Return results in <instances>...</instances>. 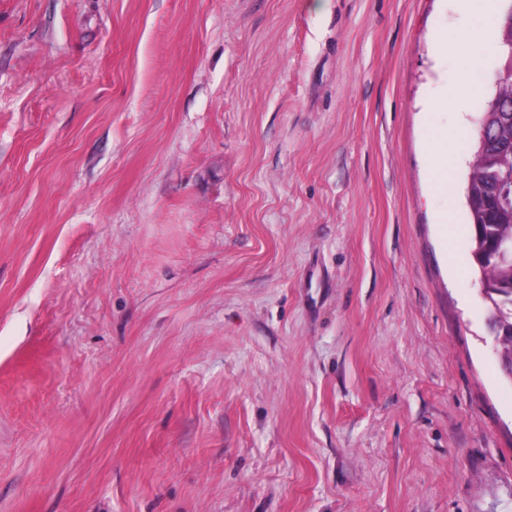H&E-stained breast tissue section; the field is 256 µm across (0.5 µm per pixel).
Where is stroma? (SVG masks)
Returning a JSON list of instances; mask_svg holds the SVG:
<instances>
[{"mask_svg": "<svg viewBox=\"0 0 512 512\" xmlns=\"http://www.w3.org/2000/svg\"><path fill=\"white\" fill-rule=\"evenodd\" d=\"M462 19L0 0V512H512ZM431 153L435 159L434 181L437 185L443 184L449 179L450 170L457 159V151L448 144L435 142Z\"/></svg>", "mask_w": 512, "mask_h": 512, "instance_id": "35a3bbf8", "label": "stroma"}]
</instances>
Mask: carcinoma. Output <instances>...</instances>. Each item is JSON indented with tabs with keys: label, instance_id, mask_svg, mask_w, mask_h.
Instances as JSON below:
<instances>
[{
	"label": "carcinoma",
	"instance_id": "cac0c4a2",
	"mask_svg": "<svg viewBox=\"0 0 512 512\" xmlns=\"http://www.w3.org/2000/svg\"><path fill=\"white\" fill-rule=\"evenodd\" d=\"M492 86L491 95L477 107L479 123L472 143L466 202L467 226L471 236L473 270L483 281L499 288L496 306L489 309L487 329L501 338L500 358L504 375L512 373V262L490 265L481 262L483 247L490 237L512 243V204H499L486 188V167L496 162L503 148H512V78H503L496 70L485 75Z\"/></svg>",
	"mask_w": 512,
	"mask_h": 512
}]
</instances>
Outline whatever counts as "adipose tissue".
I'll return each mask as SVG.
<instances>
[{
    "mask_svg": "<svg viewBox=\"0 0 512 512\" xmlns=\"http://www.w3.org/2000/svg\"><path fill=\"white\" fill-rule=\"evenodd\" d=\"M494 23V14L489 0H467V18L458 29L441 37L442 50L454 55L459 61L463 78L457 84L448 86L441 99L457 111L468 109L470 100L482 92V87L473 75L481 64L484 52L485 31Z\"/></svg>",
    "mask_w": 512,
    "mask_h": 512,
    "instance_id": "obj_1",
    "label": "adipose tissue"
}]
</instances>
